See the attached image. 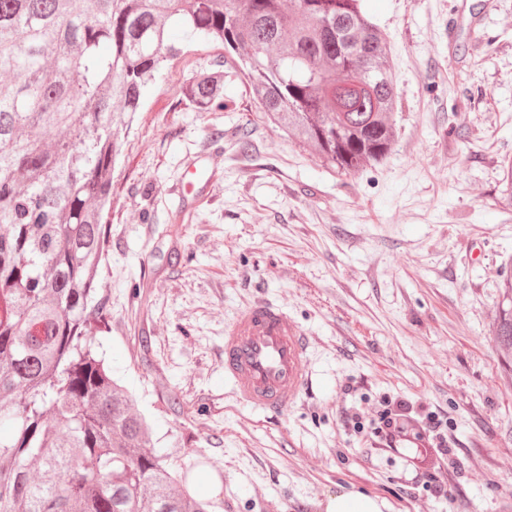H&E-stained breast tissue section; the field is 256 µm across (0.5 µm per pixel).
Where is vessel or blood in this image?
I'll return each mask as SVG.
<instances>
[{"instance_id": "1", "label": "vessel or blood", "mask_w": 512, "mask_h": 512, "mask_svg": "<svg viewBox=\"0 0 512 512\" xmlns=\"http://www.w3.org/2000/svg\"><path fill=\"white\" fill-rule=\"evenodd\" d=\"M311 348L283 305L254 302L224 330V381L250 409L285 415L312 383Z\"/></svg>"}]
</instances>
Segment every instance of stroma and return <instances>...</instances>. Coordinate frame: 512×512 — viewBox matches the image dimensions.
Wrapping results in <instances>:
<instances>
[{"label":"stroma","instance_id":"35a3bbf8","mask_svg":"<svg viewBox=\"0 0 512 512\" xmlns=\"http://www.w3.org/2000/svg\"><path fill=\"white\" fill-rule=\"evenodd\" d=\"M388 33L398 137L350 177L266 120L246 81L214 112L181 92L224 63L221 42L167 61L120 140L99 273L103 342L174 468L217 479L214 512H326L360 493L385 512H500L512 502V353L493 336L512 210V0H368ZM251 146L241 150L240 131ZM213 176L186 191V167ZM265 297L314 339L313 387L288 414L224 383V329ZM448 416L440 478L420 492L410 448H376L344 415L383 396ZM500 191L496 203L500 206L512 208V156L505 155L500 161Z\"/></svg>","mask_w":512,"mask_h":512}]
</instances>
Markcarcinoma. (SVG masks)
Returning a JSON list of instances; mask_svg holds the SVG:
<instances>
[{
	"label": "carcinoma",
	"mask_w": 512,
	"mask_h": 512,
	"mask_svg": "<svg viewBox=\"0 0 512 512\" xmlns=\"http://www.w3.org/2000/svg\"><path fill=\"white\" fill-rule=\"evenodd\" d=\"M363 0H0V512H213L155 447L99 355L97 281L121 134L165 62L219 39L231 69L185 97L225 108L244 78L268 120L354 176L393 150L387 34ZM497 204L512 208V156ZM494 336L512 350V275Z\"/></svg>",
	"instance_id": "1"
}]
</instances>
